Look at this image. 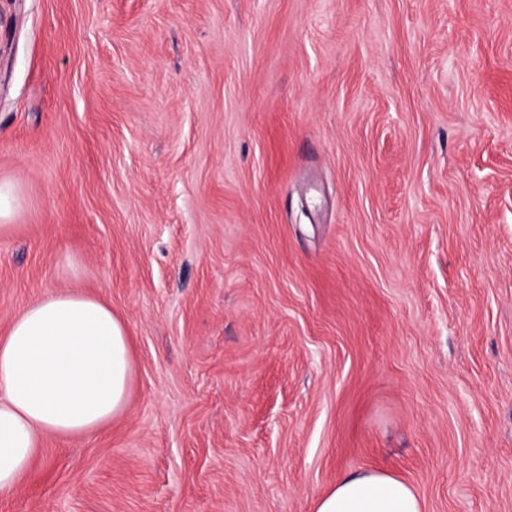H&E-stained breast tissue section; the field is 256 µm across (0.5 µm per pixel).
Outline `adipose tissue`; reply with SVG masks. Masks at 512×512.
I'll list each match as a JSON object with an SVG mask.
<instances>
[{
    "instance_id": "adipose-tissue-1",
    "label": "adipose tissue",
    "mask_w": 512,
    "mask_h": 512,
    "mask_svg": "<svg viewBox=\"0 0 512 512\" xmlns=\"http://www.w3.org/2000/svg\"><path fill=\"white\" fill-rule=\"evenodd\" d=\"M126 327L102 300L52 290L13 316L0 338V495L50 436L93 435L121 415L132 380ZM313 512H425L415 488L383 470L340 478Z\"/></svg>"
}]
</instances>
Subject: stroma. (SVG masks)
Returning a JSON list of instances; mask_svg holds the SVG:
<instances>
[{
  "instance_id": "35a3bbf8",
  "label": "stroma",
  "mask_w": 512,
  "mask_h": 512,
  "mask_svg": "<svg viewBox=\"0 0 512 512\" xmlns=\"http://www.w3.org/2000/svg\"><path fill=\"white\" fill-rule=\"evenodd\" d=\"M0 336H131L0 512H512V0H0ZM19 197L13 186L0 182V222H7L17 214ZM415 488L383 470L351 473L336 481L313 503V512H425Z\"/></svg>"
}]
</instances>
